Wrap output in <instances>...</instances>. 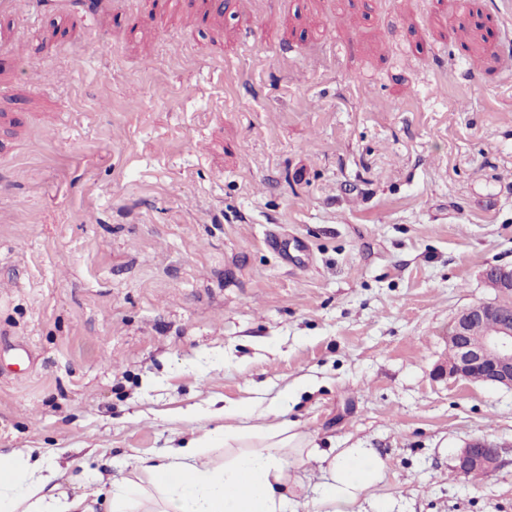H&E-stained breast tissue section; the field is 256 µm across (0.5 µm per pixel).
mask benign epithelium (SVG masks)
Here are the masks:
<instances>
[{
    "instance_id": "1",
    "label": "benign epithelium",
    "mask_w": 512,
    "mask_h": 512,
    "mask_svg": "<svg viewBox=\"0 0 512 512\" xmlns=\"http://www.w3.org/2000/svg\"><path fill=\"white\" fill-rule=\"evenodd\" d=\"M485 282L510 297L473 304L456 315L448 336V358L438 371L512 390V267H490ZM500 454L501 447L493 442L471 440L455 455V470L462 476L492 474L499 468Z\"/></svg>"
}]
</instances>
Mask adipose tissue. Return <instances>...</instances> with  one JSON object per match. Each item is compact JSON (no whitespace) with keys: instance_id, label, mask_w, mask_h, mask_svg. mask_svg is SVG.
Returning a JSON list of instances; mask_svg holds the SVG:
<instances>
[{"instance_id":"ef3b65f1","label":"adipose tissue","mask_w":512,"mask_h":512,"mask_svg":"<svg viewBox=\"0 0 512 512\" xmlns=\"http://www.w3.org/2000/svg\"><path fill=\"white\" fill-rule=\"evenodd\" d=\"M201 441L169 449L162 463L141 464L112 486L110 512H289L300 470L317 463V512H364L382 478L372 448H319L279 423L248 430L225 426L224 461L203 462ZM57 477L43 458L10 454L0 461V512H79L80 501L45 495Z\"/></svg>"}]
</instances>
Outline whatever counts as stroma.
Returning a JSON list of instances; mask_svg holds the SVG:
<instances>
[{
    "label": "stroma",
    "instance_id": "1",
    "mask_svg": "<svg viewBox=\"0 0 512 512\" xmlns=\"http://www.w3.org/2000/svg\"><path fill=\"white\" fill-rule=\"evenodd\" d=\"M251 10L0 18V452L109 512L137 460L283 421L376 449L391 512H512V390L435 372L512 266V0ZM501 447L486 439H474L465 444L454 457L455 470L461 476L467 479L482 478L481 474H472L474 472H483L485 475L496 472L500 463ZM471 474V475H470Z\"/></svg>",
    "mask_w": 512,
    "mask_h": 512
}]
</instances>
